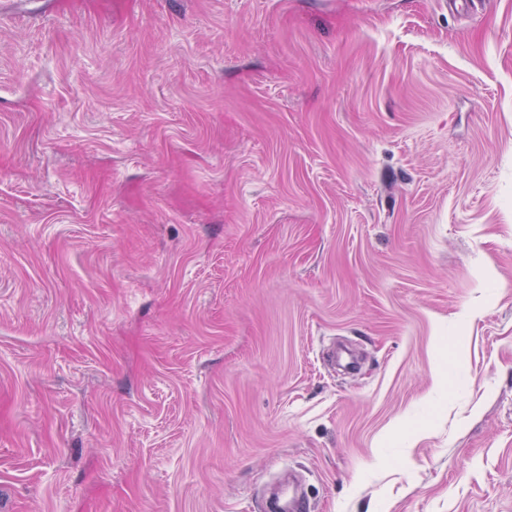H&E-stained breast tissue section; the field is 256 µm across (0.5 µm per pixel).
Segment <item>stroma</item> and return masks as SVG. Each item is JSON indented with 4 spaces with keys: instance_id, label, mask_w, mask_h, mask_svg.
Listing matches in <instances>:
<instances>
[{
    "instance_id": "1",
    "label": "stroma",
    "mask_w": 512,
    "mask_h": 512,
    "mask_svg": "<svg viewBox=\"0 0 512 512\" xmlns=\"http://www.w3.org/2000/svg\"><path fill=\"white\" fill-rule=\"evenodd\" d=\"M512 512V0H0V512Z\"/></svg>"
}]
</instances>
